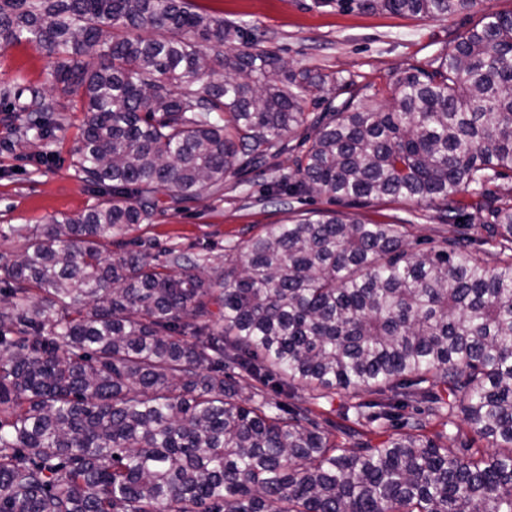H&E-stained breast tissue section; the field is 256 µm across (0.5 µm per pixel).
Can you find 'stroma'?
I'll return each mask as SVG.
<instances>
[{
  "mask_svg": "<svg viewBox=\"0 0 512 512\" xmlns=\"http://www.w3.org/2000/svg\"><path fill=\"white\" fill-rule=\"evenodd\" d=\"M199 11L217 19L258 29L269 47L278 49L297 69L326 77L320 103L337 107L392 105L396 84L406 71L425 66L439 51L476 25L487 12L512 13V0H480L468 12L451 17H419L388 11L363 12L316 0H193ZM55 59L22 41L0 50V86L16 90L51 86ZM55 125L49 135L29 132L17 139L25 115L0 105V254L19 251L52 216L77 215L100 200L97 189L76 167L84 114L80 94H56ZM45 163H38V156ZM272 172L250 174L247 181L227 180L224 190L181 205L162 199L151 223L139 224L112 238V252L139 241L176 247L202 256L206 267L224 263V248L263 233L271 224H291L314 210L346 213L368 223L401 224L410 243L441 242L456 227L445 224L427 203L380 197L332 202L306 196L285 205L262 196ZM316 419L337 430H366V423L343 419L341 406L351 396L342 392L319 398L301 391Z\"/></svg>",
  "mask_w": 512,
  "mask_h": 512,
  "instance_id": "obj_1",
  "label": "stroma"
}]
</instances>
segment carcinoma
<instances>
[{
  "label": "carcinoma",
  "mask_w": 512,
  "mask_h": 512,
  "mask_svg": "<svg viewBox=\"0 0 512 512\" xmlns=\"http://www.w3.org/2000/svg\"><path fill=\"white\" fill-rule=\"evenodd\" d=\"M449 17L479 0H317ZM55 58L84 89L78 171L104 195L52 216L0 256V512H512V255L488 271L468 233L413 251L400 224L313 211L271 224L224 268L176 248L108 251L112 236L228 178L294 159L268 200L391 196L468 215L512 251V14L485 13L395 103L308 112L325 79L263 34L189 0H0V49ZM19 134L54 124L27 89ZM328 397L369 392L343 417L391 430L352 446L303 401L240 395V382ZM491 441L423 434L442 393Z\"/></svg>",
  "instance_id": "carcinoma-1"
}]
</instances>
